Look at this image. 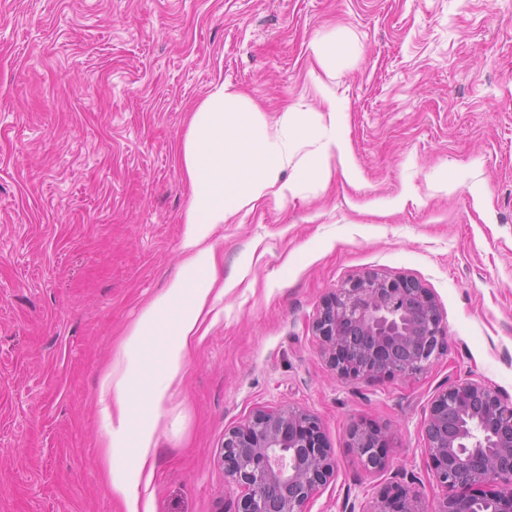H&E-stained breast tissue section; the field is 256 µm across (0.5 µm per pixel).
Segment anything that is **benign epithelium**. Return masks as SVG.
I'll return each mask as SVG.
<instances>
[{
    "mask_svg": "<svg viewBox=\"0 0 512 512\" xmlns=\"http://www.w3.org/2000/svg\"><path fill=\"white\" fill-rule=\"evenodd\" d=\"M312 328L343 378L412 376L447 348L442 315L428 291L407 277L352 278L322 302ZM437 483L449 491L430 511L403 489L378 495L362 512H512V403L476 380L446 388L425 425ZM368 470L387 463L376 427L350 429ZM225 477L244 490L237 512H306L335 471L318 417L294 406L258 410L224 433Z\"/></svg>",
    "mask_w": 512,
    "mask_h": 512,
    "instance_id": "benign-epithelium-1",
    "label": "benign epithelium"
}]
</instances>
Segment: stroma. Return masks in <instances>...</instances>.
Returning <instances> with one entry per match:
<instances>
[{"mask_svg":"<svg viewBox=\"0 0 512 512\" xmlns=\"http://www.w3.org/2000/svg\"><path fill=\"white\" fill-rule=\"evenodd\" d=\"M223 81L268 121L327 87L355 176L330 160L327 184L225 225L232 287L163 405L139 512H235L224 433L285 405L336 461L307 512L396 484L434 512L435 396L479 379L512 401V0H0V512H127L99 382L181 261V146ZM367 273L438 304L448 347L420 374L345 379L323 357V299ZM360 423L388 436L384 470L351 448Z\"/></svg>","mask_w":512,"mask_h":512,"instance_id":"obj_1","label":"stroma"}]
</instances>
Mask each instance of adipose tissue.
Listing matches in <instances>:
<instances>
[{
  "label": "adipose tissue",
  "instance_id": "1",
  "mask_svg": "<svg viewBox=\"0 0 512 512\" xmlns=\"http://www.w3.org/2000/svg\"><path fill=\"white\" fill-rule=\"evenodd\" d=\"M228 82L220 83L193 112L182 145L189 186L182 216V261L167 285L126 331L112 366L101 377L98 404L112 493L138 512L139 491L152 478L157 423L170 388L185 369L190 347L224 297L215 236L261 198L297 195L331 175L338 157L345 174L353 164L344 137L346 108L322 95L316 109L286 105L274 123ZM316 137L318 155L300 179L279 175L300 141Z\"/></svg>",
  "mask_w": 512,
  "mask_h": 512
}]
</instances>
